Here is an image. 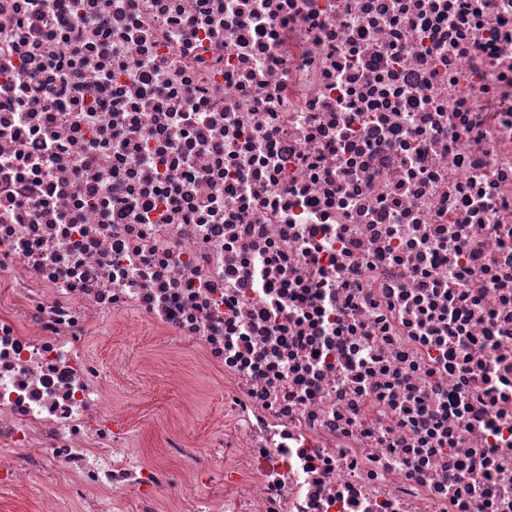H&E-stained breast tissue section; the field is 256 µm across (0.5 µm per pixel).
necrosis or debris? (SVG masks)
I'll list each match as a JSON object with an SVG mask.
<instances>
[{
  "label": "necrosis or debris",
  "mask_w": 512,
  "mask_h": 512,
  "mask_svg": "<svg viewBox=\"0 0 512 512\" xmlns=\"http://www.w3.org/2000/svg\"><path fill=\"white\" fill-rule=\"evenodd\" d=\"M146 318L224 430L88 351ZM512 512V0H0L17 512ZM206 386L205 394L195 403L190 412V419L208 420L224 406V389L210 386L207 380Z\"/></svg>",
  "instance_id": "necrosis-or-debris-1"
}]
</instances>
